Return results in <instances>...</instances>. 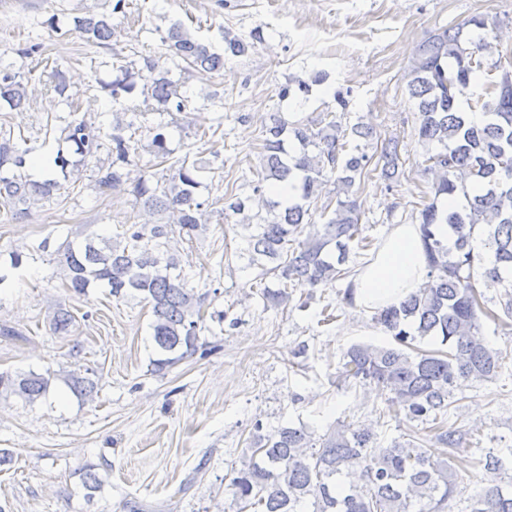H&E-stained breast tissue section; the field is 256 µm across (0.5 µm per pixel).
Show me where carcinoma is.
<instances>
[{"instance_id": "carcinoma-1", "label": "carcinoma", "mask_w": 512, "mask_h": 512, "mask_svg": "<svg viewBox=\"0 0 512 512\" xmlns=\"http://www.w3.org/2000/svg\"><path fill=\"white\" fill-rule=\"evenodd\" d=\"M74 29L87 40L110 46L114 34L111 16L89 12L74 18ZM489 25L474 16L432 36L419 47L408 72V102L418 112L415 135L425 147L426 170L436 173L434 198L420 211L421 236L427 255L428 280L398 303L374 311L373 321L392 339L388 345L357 343L342 356L340 377L363 387L375 384L392 394L387 411L404 413L410 422L430 425L433 446L408 435L383 447L371 427L336 420L322 435L310 426H281L258 433L249 443L250 455L232 469L229 483L236 512H448L457 486V468L470 466L459 457L465 433L448 427V409L460 380L492 382L502 369L503 353L482 333L481 318L509 326L512 291H504L497 312L485 306L476 292L477 277L505 282L512 275V71L490 83L484 94L462 109L458 95L483 70L482 53L491 48ZM220 55L193 38L182 26L164 38L168 56L189 68L219 71L224 55L242 56L251 44L225 33ZM120 75L103 84L113 101L132 95L137 83L132 71L119 65ZM53 90L74 114L80 106L67 94L66 73L52 70ZM156 111L182 112L187 97L166 70L141 89ZM29 101L18 74L0 71V102L20 109ZM136 123L118 122L112 134L104 122L72 118L61 130L60 148L49 160V173L36 180L27 173L30 149L24 136L0 127V204L10 219L29 216L33 205L53 197L74 182L79 169L98 158L104 139L112 142L108 163L95 164L100 193L123 189L133 206L163 221L127 224L116 237L87 235L65 239L57 248L66 271V288L82 295L90 288H107L116 298L143 296L151 305V342L157 358L153 371L161 373L198 348L204 329V298L188 287L177 240L191 241L206 230L213 215L245 213L258 200L272 218L243 224L245 247L238 252L247 267L256 268L260 295L273 305L287 304L288 289L315 288L352 273L346 266L350 244L369 247L361 236V212L353 188L368 175L372 160L381 163L385 180L399 175L398 143H382L374 157L360 142L376 137L374 127L357 123L349 128L326 112L316 123L287 121L269 115L262 144L261 171L253 196L231 195L201 200L209 165L184 158L171 163L168 178L156 184L132 169L135 153L124 129ZM168 125L152 127L150 152L158 164L169 161ZM334 185L336 201L317 206L327 183ZM291 184L288 200L266 196L267 186ZM460 195L464 202L449 210L438 200ZM336 207H331V204ZM321 209V224L312 223V211ZM448 226L443 235L442 226ZM47 241L28 252L10 253L9 267L48 249ZM74 317L65 308L52 318L54 332L66 334ZM62 381L81 401L97 393L89 370L63 375L33 370L0 372V397H18L29 404L47 399L51 383ZM512 448L486 456V467L501 473L470 497L468 512H512V475L506 461Z\"/></svg>"}]
</instances>
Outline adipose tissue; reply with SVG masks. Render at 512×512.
Segmentation results:
<instances>
[{
    "label": "adipose tissue",
    "mask_w": 512,
    "mask_h": 512,
    "mask_svg": "<svg viewBox=\"0 0 512 512\" xmlns=\"http://www.w3.org/2000/svg\"><path fill=\"white\" fill-rule=\"evenodd\" d=\"M427 272L419 225H395L374 260L359 270L353 304L375 310L397 303L426 281Z\"/></svg>",
    "instance_id": "1"
}]
</instances>
